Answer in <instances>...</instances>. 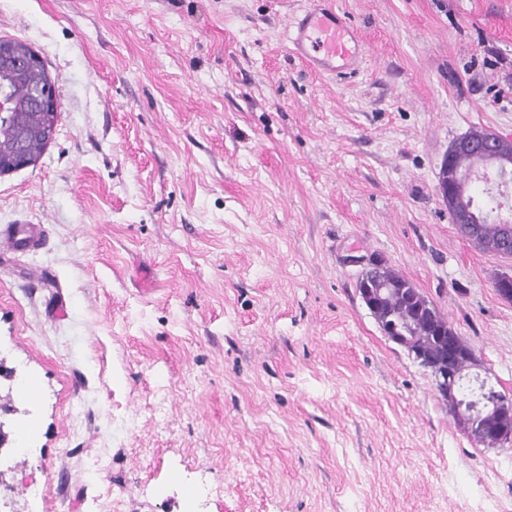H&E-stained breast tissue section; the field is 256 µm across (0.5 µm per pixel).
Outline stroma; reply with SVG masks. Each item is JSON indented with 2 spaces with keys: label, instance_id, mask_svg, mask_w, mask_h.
I'll return each instance as SVG.
<instances>
[{
  "label": "stroma",
  "instance_id": "stroma-1",
  "mask_svg": "<svg viewBox=\"0 0 512 512\" xmlns=\"http://www.w3.org/2000/svg\"><path fill=\"white\" fill-rule=\"evenodd\" d=\"M362 63L288 50L309 0H0L52 142L0 175V356L29 427L12 512H512V443L456 423L362 303L375 254L512 397V260L437 195L449 145L512 135V0H332ZM42 496L30 499L28 485ZM21 224L10 231L4 232L1 245L13 249H36L42 240V228L37 224L28 222Z\"/></svg>",
  "mask_w": 512,
  "mask_h": 512
}]
</instances>
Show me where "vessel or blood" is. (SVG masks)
Returning a JSON list of instances; mask_svg holds the SVG:
<instances>
[{
  "mask_svg": "<svg viewBox=\"0 0 512 512\" xmlns=\"http://www.w3.org/2000/svg\"><path fill=\"white\" fill-rule=\"evenodd\" d=\"M291 53L309 67L327 74L355 70L360 38L346 19L337 14L328 0H311V6L295 19L288 30ZM43 230L39 225H22L5 232L0 244L18 249L37 248Z\"/></svg>",
  "mask_w": 512,
  "mask_h": 512,
  "instance_id": "vessel-or-blood-1",
  "label": "vessel or blood"
}]
</instances>
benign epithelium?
I'll return each instance as SVG.
<instances>
[{"label": "benign epithelium", "mask_w": 512, "mask_h": 512, "mask_svg": "<svg viewBox=\"0 0 512 512\" xmlns=\"http://www.w3.org/2000/svg\"><path fill=\"white\" fill-rule=\"evenodd\" d=\"M37 105L45 111L48 118L43 128V136L49 142L54 135L57 116L52 83L48 82L41 87ZM466 154L480 155L482 167L496 174L497 187L509 188L512 186V139L492 130L469 132L450 144L441 162L438 194L448 207L453 223L480 224L483 217L459 204L472 178V174L465 173L456 166V159ZM493 253L503 258H512L511 224L500 225ZM350 262L361 267L359 284L363 285V288L359 290V296L367 309L375 315L383 309L387 295V285L381 277L386 263L377 256H352ZM494 285L496 293L501 298L512 301V273L498 275ZM438 335V356L432 357L423 350H417L416 361L429 371L437 391L448 405L454 407L458 420L471 438L486 446L512 442V427L506 428L499 423L502 413L512 412V399L501 394L492 405L477 414L463 410L456 396L458 385L466 378H480V374L476 372L480 364L472 349H456L454 328L450 327L446 332L440 330Z\"/></svg>", "instance_id": "benign-epithelium-1"}]
</instances>
